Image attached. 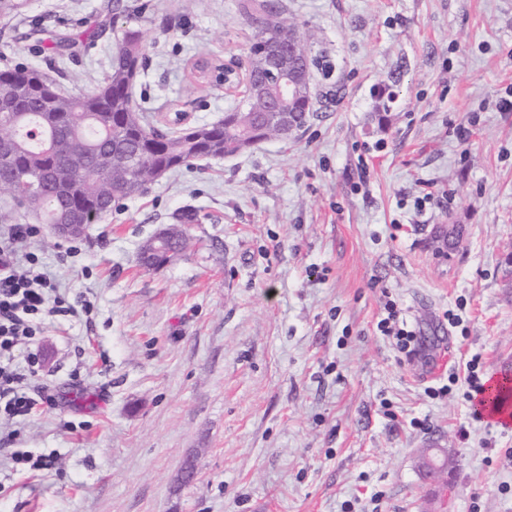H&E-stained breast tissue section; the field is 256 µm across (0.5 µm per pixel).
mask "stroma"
Returning <instances> with one entry per match:
<instances>
[{"instance_id": "obj_1", "label": "stroma", "mask_w": 512, "mask_h": 512, "mask_svg": "<svg viewBox=\"0 0 512 512\" xmlns=\"http://www.w3.org/2000/svg\"><path fill=\"white\" fill-rule=\"evenodd\" d=\"M241 3L28 0L0 19V70L80 94L140 5L134 98L210 123L229 93L190 67L246 63ZM280 3L311 48L307 126L170 172L80 238L38 225L31 249L91 307L16 349L56 402L0 418V512H512V427L462 382L512 375V0ZM183 211L189 246L140 266ZM390 300L424 343L413 360L376 328ZM425 448L453 458L450 492L425 482Z\"/></svg>"}]
</instances>
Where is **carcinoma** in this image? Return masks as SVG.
<instances>
[{
    "label": "carcinoma",
    "instance_id": "1",
    "mask_svg": "<svg viewBox=\"0 0 512 512\" xmlns=\"http://www.w3.org/2000/svg\"><path fill=\"white\" fill-rule=\"evenodd\" d=\"M27 0H0V18L21 14ZM127 27L117 32L110 73L86 92L63 93L57 83L34 67L0 70V137L10 141L13 168L0 169V194L16 212L42 224H54L80 212L96 224L112 213V203L139 197L169 172L197 160H219L243 152V142L283 138L284 125L258 108L232 107L221 120L176 128L151 124L130 89L145 60L144 45L134 24L142 10L125 6ZM243 14L253 29L245 74L246 87L266 75L264 49L271 34L282 41L297 34L301 54L295 63L307 66L310 48L298 24L278 0H250ZM219 69L209 60L192 64L190 77L206 83ZM312 96L297 98L290 116L303 128L312 114Z\"/></svg>",
    "mask_w": 512,
    "mask_h": 512
}]
</instances>
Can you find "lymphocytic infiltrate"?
<instances>
[{"label": "lymphocytic infiltrate", "mask_w": 512, "mask_h": 512, "mask_svg": "<svg viewBox=\"0 0 512 512\" xmlns=\"http://www.w3.org/2000/svg\"><path fill=\"white\" fill-rule=\"evenodd\" d=\"M36 229L30 224H14L0 240V415L10 418L30 415L36 404L53 403L49 387L32 396V372L15 359L18 344L50 318L89 313L87 300H69L60 293L37 253L25 245Z\"/></svg>", "instance_id": "f902f5d3"}]
</instances>
